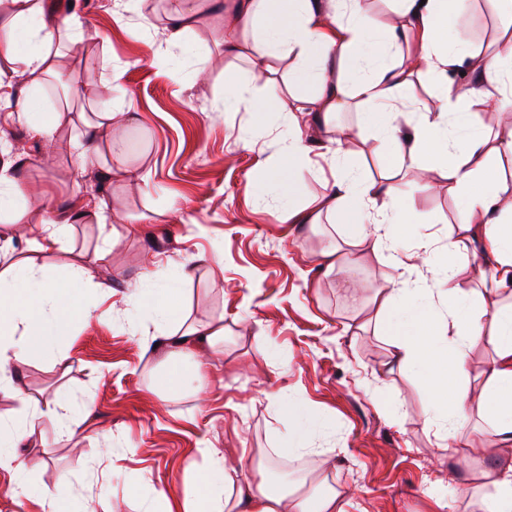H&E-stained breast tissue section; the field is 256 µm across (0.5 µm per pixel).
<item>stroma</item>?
<instances>
[{"instance_id": "35a3bbf8", "label": "stroma", "mask_w": 512, "mask_h": 512, "mask_svg": "<svg viewBox=\"0 0 512 512\" xmlns=\"http://www.w3.org/2000/svg\"><path fill=\"white\" fill-rule=\"evenodd\" d=\"M51 2L58 15L76 13L104 36L61 48L91 101L101 99L104 60L123 66L113 95L136 121L122 139L130 163L150 170L151 186L106 179L98 166L74 183L69 133L51 147L22 128H5L15 149L33 161L26 179L69 204L100 199L115 210L157 218L118 225L119 244L95 261L97 308L61 347L67 372L39 353L24 366L19 387L58 400L81 435L69 440L58 423L42 421L32 445L17 451L19 469L0 468V512H41L13 497L11 487L18 481L51 486L62 478L97 512H184V489L211 470L206 447L222 458L259 456L269 477L296 483L315 458L286 452L296 424L278 412L283 401L318 415L308 439L329 458L337 490L351 492L348 512H486L480 493L461 495L460 486L478 470L512 465V447H493L449 468L447 452L425 431L427 374L409 366L383 371V337L356 317L341 275L322 276L315 265L323 246L341 244L339 226L289 223L287 199L265 184L287 115L270 112L258 122L252 113L225 111L224 92L242 76L243 62L198 68L199 48L222 38L223 15L207 14L184 44L159 57L161 0H146L143 17L119 22L109 0ZM499 26L491 0H469L448 33L479 48ZM411 199L418 215L431 218L428 232L447 244L461 222L447 185L439 180L413 188ZM101 244L99 225L78 224L69 252L43 263L57 275L74 255L93 258ZM361 254L349 274L363 294L397 281L398 270L383 256L367 248ZM183 265L194 270L183 286L189 322L220 318L230 335L204 391L187 389L173 400L152 389L162 362L149 346L154 327L127 311L124 296L139 286L144 270L153 273L150 287L159 289ZM88 394L94 402L86 413L81 402ZM390 403L399 420L387 416Z\"/></svg>"}]
</instances>
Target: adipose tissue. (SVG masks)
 <instances>
[{"label": "adipose tissue", "mask_w": 512, "mask_h": 512, "mask_svg": "<svg viewBox=\"0 0 512 512\" xmlns=\"http://www.w3.org/2000/svg\"><path fill=\"white\" fill-rule=\"evenodd\" d=\"M204 0H166V42L182 43L202 18ZM224 13V55L246 63L249 75L272 70L276 60L292 59L289 86L280 89L271 79L266 96L255 100L242 82L224 95V109L261 115H288L287 145L271 160L269 179L286 198L294 200L310 163L311 144L320 128L328 127L348 106L359 112L362 129L371 133L373 153L397 161L424 157L422 174L438 173L448 191L465 203V218L447 248L437 247L429 235H416L412 254L402 253L397 238L384 234L388 224L412 222L414 209L401 172L371 176L357 169L351 137L335 131L326 151L335 171L328 191L302 206L288 209L292 224H318L342 217L345 243L355 249L386 250L394 268L410 262L429 267L435 287L423 281L402 288H378L362 297L346 286L357 311H371L380 321L389 346L387 370L413 365L429 378L431 413L426 427L438 448L456 455L469 450L466 423L478 412L485 425L480 433L493 444L512 443V195L503 194L495 166L512 161V121L498 129L486 128L481 107L494 105L512 112V96L502 91L512 83V0H493L505 23L491 50L474 49L448 36V22L465 0H393L390 18L378 21L363 0H215ZM84 23L77 14L56 18L50 0H0V124L19 125L46 144L58 140L62 129L81 123L70 137L74 159L70 174L80 179L91 157H100L107 173L119 180L133 179L119 129L132 115L122 104L103 105L75 119L84 89L73 72L58 63L54 45L77 43ZM464 73L458 83L454 74ZM427 76L435 83L434 104L411 109L413 80ZM55 83L61 101L41 104L40 90ZM413 119L400 123L403 112ZM115 213L90 202L82 208L62 206L39 185L23 182L20 164L10 149L0 150V392L11 393L19 409L0 414V467L16 460L17 448L29 445L40 417L58 415L54 400L39 401L14 383L13 372L27 365L32 352L48 356L52 365L65 358L61 345L74 326L93 316L90 296H80L73 282L92 283L89 263L77 258L68 266L69 278L46 275L39 256L60 250L73 225L90 221L114 223ZM38 223L39 237L25 249L15 244L14 225ZM470 262L479 278L477 288L463 291L457 283V265ZM493 285L495 303L483 304L486 285ZM171 289L150 292L134 288L126 299L147 312L157 335L171 348L164 371L155 382L156 393L170 397L189 386L204 387L210 366L195 360V350L215 348L227 330L223 320L187 325L177 331L178 307L169 302ZM448 304L445 316H436L433 302ZM480 342L493 355L482 372L479 392L471 390L469 352ZM453 373H446V366ZM244 483H235L234 474ZM191 512H348L345 493L329 484L316 468L295 485L274 491L262 469L240 456L236 469H225L223 480L204 479L185 492Z\"/></svg>", "instance_id": "obj_1"}]
</instances>
